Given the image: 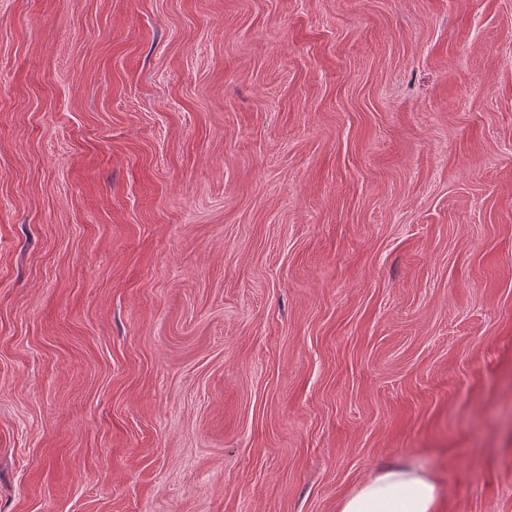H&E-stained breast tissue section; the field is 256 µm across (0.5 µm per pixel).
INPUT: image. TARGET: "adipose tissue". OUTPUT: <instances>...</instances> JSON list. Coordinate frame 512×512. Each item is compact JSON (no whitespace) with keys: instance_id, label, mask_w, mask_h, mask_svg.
Listing matches in <instances>:
<instances>
[{"instance_id":"ef3b65f1","label":"adipose tissue","mask_w":512,"mask_h":512,"mask_svg":"<svg viewBox=\"0 0 512 512\" xmlns=\"http://www.w3.org/2000/svg\"><path fill=\"white\" fill-rule=\"evenodd\" d=\"M440 497L431 473L410 461L378 470L343 499L338 512H436Z\"/></svg>"}]
</instances>
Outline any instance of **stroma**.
I'll return each mask as SVG.
<instances>
[{
  "label": "stroma",
  "mask_w": 512,
  "mask_h": 512,
  "mask_svg": "<svg viewBox=\"0 0 512 512\" xmlns=\"http://www.w3.org/2000/svg\"><path fill=\"white\" fill-rule=\"evenodd\" d=\"M512 512V0H0V512ZM439 497L431 473L413 462L397 461L362 482L337 512H436Z\"/></svg>",
  "instance_id": "obj_1"
}]
</instances>
